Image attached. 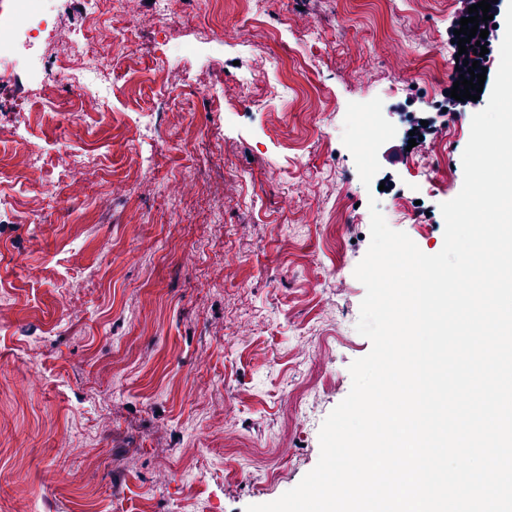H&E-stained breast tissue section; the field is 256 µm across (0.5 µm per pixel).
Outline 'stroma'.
<instances>
[{
    "label": "stroma",
    "mask_w": 512,
    "mask_h": 512,
    "mask_svg": "<svg viewBox=\"0 0 512 512\" xmlns=\"http://www.w3.org/2000/svg\"><path fill=\"white\" fill-rule=\"evenodd\" d=\"M143 12L102 109L58 110L34 91L0 108L1 124L27 119L55 208L34 216L0 168L5 512H245L298 485L371 350L356 330L370 239L347 227L368 195L342 142L347 104L450 85V0H146ZM303 12L320 25L301 35ZM249 18V38L225 40ZM174 42L193 49L172 56ZM258 67L265 82L243 90ZM482 108L400 165L412 191L459 193ZM66 130L76 166L97 174L88 186L55 165ZM132 156L145 182L128 178ZM299 193L316 216L283 209ZM378 207L421 251L441 250L443 225Z\"/></svg>",
    "instance_id": "obj_1"
}]
</instances>
